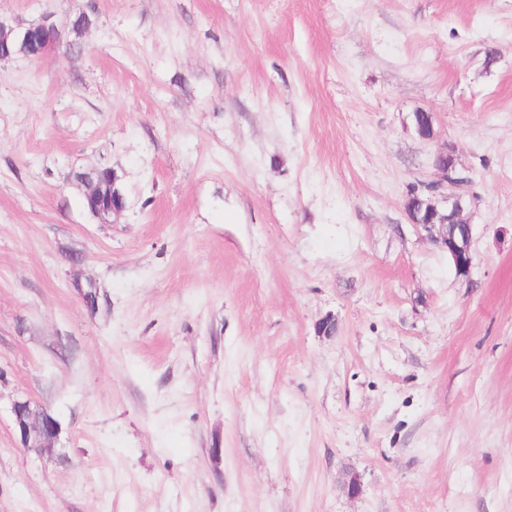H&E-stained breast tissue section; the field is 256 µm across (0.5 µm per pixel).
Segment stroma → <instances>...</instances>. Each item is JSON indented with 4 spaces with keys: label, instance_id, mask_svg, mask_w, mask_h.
Returning <instances> with one entry per match:
<instances>
[{
    "label": "stroma",
    "instance_id": "35a3bbf8",
    "mask_svg": "<svg viewBox=\"0 0 512 512\" xmlns=\"http://www.w3.org/2000/svg\"><path fill=\"white\" fill-rule=\"evenodd\" d=\"M83 12L0 62V512H512V0H0ZM449 145L467 276L405 211ZM96 169L91 170L92 173L89 174L88 172L79 173L76 178L85 186L86 209L101 223L108 224L112 222L113 215H119L126 208V198L116 189L119 177L112 168ZM103 170L112 171V182L108 193L103 190L101 183L92 178L94 174ZM15 428L24 448H53L61 427L47 409L33 405L30 400H17L12 405Z\"/></svg>",
    "mask_w": 512,
    "mask_h": 512
}]
</instances>
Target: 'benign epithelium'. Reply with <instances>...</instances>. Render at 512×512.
I'll list each match as a JSON object with an SVG mask.
<instances>
[{
  "label": "benign epithelium",
  "instance_id": "7a95c632",
  "mask_svg": "<svg viewBox=\"0 0 512 512\" xmlns=\"http://www.w3.org/2000/svg\"><path fill=\"white\" fill-rule=\"evenodd\" d=\"M67 45L69 41L66 30L48 16L25 27H16L0 19V61L18 56L42 59ZM413 122L420 137L430 139L434 136L433 113L415 112ZM434 168L436 179L431 184L438 188L446 183L455 184V179L463 175V171L458 169L455 150L450 146L435 155ZM76 178L85 186L86 209L100 222L112 223V216L126 208L125 196L116 189L119 181L117 174H112L110 190L107 192L90 173H79ZM464 203L466 198L459 192L446 200L444 209L439 208L430 197L423 199L413 195L407 198L405 210L410 222L428 232L433 241L448 252L457 271L467 275L474 264V255L471 249L472 227L463 218ZM12 414L23 447H51L57 441L60 423L47 409L27 399L17 400L12 405Z\"/></svg>",
  "mask_w": 512,
  "mask_h": 512
}]
</instances>
